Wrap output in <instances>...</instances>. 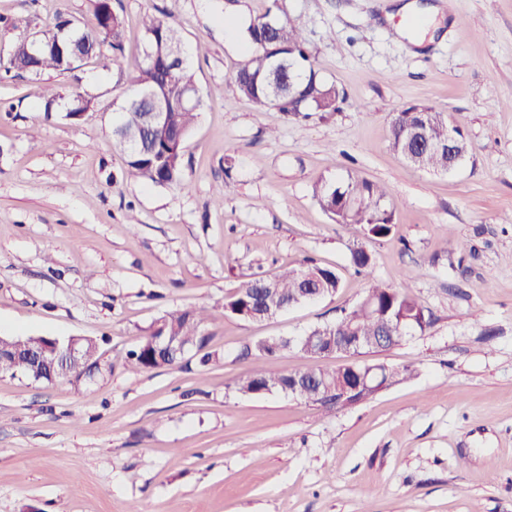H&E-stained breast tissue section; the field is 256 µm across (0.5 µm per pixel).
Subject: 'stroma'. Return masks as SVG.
Returning a JSON list of instances; mask_svg holds the SVG:
<instances>
[{"label":"stroma","mask_w":512,"mask_h":512,"mask_svg":"<svg viewBox=\"0 0 512 512\" xmlns=\"http://www.w3.org/2000/svg\"><path fill=\"white\" fill-rule=\"evenodd\" d=\"M398 2L112 0L125 55L111 69L0 70V336L91 337L105 364L73 384L0 375V512H512V0H431L433 28L414 39ZM274 3L343 94L337 112H259L237 91L246 53L224 19ZM169 7L202 106L181 181L155 186L129 173L112 120L135 90L142 16ZM61 13L92 20L90 0H0V59ZM50 85L86 94L92 110L77 123L45 115ZM414 102L462 125L470 151L455 169L432 173L391 149L392 117ZM351 171L387 186L388 237L365 239L319 206L315 186ZM359 246L374 278L408 285L434 318L362 359L415 376L330 414L239 393L257 366L345 362L237 354L361 300ZM307 257L338 269L335 296L263 322L225 316L242 281ZM186 306L212 315L220 362L128 371L126 352Z\"/></svg>","instance_id":"stroma-1"}]
</instances>
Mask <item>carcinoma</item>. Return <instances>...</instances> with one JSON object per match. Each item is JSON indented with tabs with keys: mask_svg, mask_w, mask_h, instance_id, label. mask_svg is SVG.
<instances>
[{
	"mask_svg": "<svg viewBox=\"0 0 512 512\" xmlns=\"http://www.w3.org/2000/svg\"><path fill=\"white\" fill-rule=\"evenodd\" d=\"M94 23L90 27L72 24V20L59 14L48 29L38 32L40 50L37 58L31 57L30 35L16 36L6 64L5 72L21 71L32 76L47 72L70 73L79 67L74 62L69 44L76 41L87 52V58H95L104 69L112 67L117 56L124 51V24L120 15L112 11L110 0H92ZM278 0L262 16L250 20L245 29L244 43L248 58L234 76L238 92L253 103L259 111L276 109L285 114L302 112L330 113L338 110L344 100L336 86L325 82L309 64L303 30L281 18ZM144 44L142 63L135 77L136 91L151 92L162 104L164 120L152 126L146 134L147 143L138 150L126 152L130 172L147 184H164L181 179L183 150L186 138L195 124L198 111L187 107L180 90L197 84L191 64L170 72L162 71L155 59L164 54L174 42L182 41L178 27L153 15L143 19ZM279 54L285 65L272 68L270 57ZM59 105L63 117L89 112L91 99L74 94L64 97L47 90L45 111H53ZM143 106L137 96H131L122 107L116 123L117 130L136 129L142 122ZM390 147L397 153L408 152L415 157L414 165L432 172L448 171V113L428 104H410L394 114L391 126ZM315 197L323 209L338 224H353L363 235L380 238L389 235L393 224L392 213L384 206L387 188L359 176L354 172L336 183L315 186ZM351 263L356 271L372 279V259L363 248L351 252ZM341 288V278L332 267L319 265L306 259L297 268L288 269L269 278L254 276L242 283L224 299V315L251 322L276 316L290 306L311 300L308 293L316 290L318 297L335 295ZM210 317L195 307L177 308L165 312L151 326L139 343L128 351L125 365L142 373L173 365L189 367L191 359L174 357L154 346L157 336H176L183 343L197 350H206L198 363L207 366L218 360V354L208 350L211 334L207 330ZM432 324V316L417 298L404 287L392 288L371 282L365 297L354 306L344 309L332 323L313 328L308 335L359 336L371 340L384 336L387 331L401 341L408 330L424 332ZM13 339L0 337V374L14 370L26 372L36 382L54 384L82 381L84 370L70 365H55L52 373L23 357H15L9 350ZM290 338L268 337L248 341L242 345L239 357L256 353L261 357H273L288 348ZM383 374L397 384L414 375L409 366L402 368L382 366ZM307 378V384L298 401L318 406L330 413L333 406L315 400L319 391L338 390L352 379L341 369L326 370L305 367L293 372ZM287 375L276 374L262 367L250 370L237 383L244 395H256L261 390H276L286 382Z\"/></svg>",
	"mask_w": 512,
	"mask_h": 512,
	"instance_id": "cac0c4a2",
	"label": "carcinoma"
}]
</instances>
